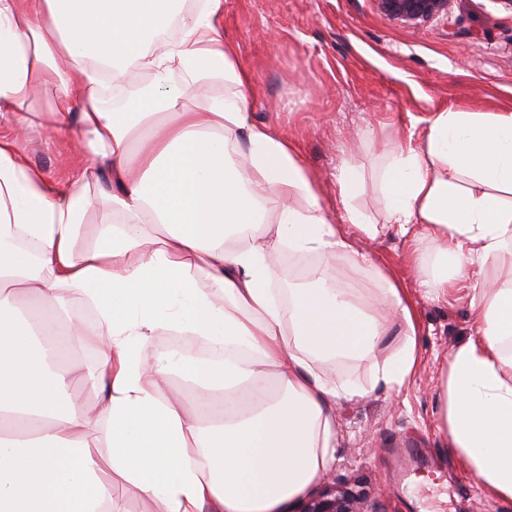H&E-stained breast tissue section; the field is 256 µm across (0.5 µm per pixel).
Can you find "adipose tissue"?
Here are the masks:
<instances>
[{"mask_svg": "<svg viewBox=\"0 0 512 512\" xmlns=\"http://www.w3.org/2000/svg\"><path fill=\"white\" fill-rule=\"evenodd\" d=\"M223 10L224 0H202L171 42L162 34L181 0H0V117L60 84L49 126L60 134L78 122L94 158L57 185L0 140V512H121L119 485L144 512H292L335 461L337 405L367 394L325 380L317 363L374 354L394 318L407 340L374 363V380L398 390L415 372L403 285L385 279L371 296L332 272L336 253L368 260L344 227L377 235L356 204L370 186L343 165V214L329 218L296 146L252 123V77L216 25ZM61 59L77 82L63 80ZM134 66L160 83L178 71L192 87L224 81L236 93L193 107L185 91L148 87L108 110L101 73L117 82ZM235 131L244 142H229ZM232 151L243 165L229 163ZM372 187L393 233L417 245L424 294L471 292L478 323L442 371L438 429L477 482L512 504V111L430 113L387 152ZM96 194L122 221L101 224L80 255ZM263 195L280 203L272 229ZM282 247L322 261L283 303L266 261ZM25 288L36 308L17 305ZM66 290L96 305L95 327L65 310ZM172 327L223 346V359L149 355L150 337ZM86 345L97 368L83 377L64 362ZM176 371L196 388L193 406L166 394ZM78 382L94 405L70 399Z\"/></svg>", "mask_w": 512, "mask_h": 512, "instance_id": "ef3b65f1", "label": "adipose tissue"}]
</instances>
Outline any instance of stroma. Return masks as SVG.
<instances>
[{"mask_svg":"<svg viewBox=\"0 0 512 512\" xmlns=\"http://www.w3.org/2000/svg\"><path fill=\"white\" fill-rule=\"evenodd\" d=\"M222 30L253 78V123L297 146L336 216L342 164L375 181L385 165L383 145L402 140L412 118L449 108L512 111V11L496 0H449L447 14L417 27L388 19L374 0H224ZM56 102L55 87L39 90L21 115L0 119V139L61 182L79 160L81 136L58 138L46 128ZM23 116L31 125L20 137ZM355 245L369 262L336 254L337 277L369 293L382 288L383 271L403 283L416 308L418 365L398 391L373 386L367 360L320 366L328 379L369 389L336 409L333 476L365 482L380 512H512L437 428L441 369L473 328L466 291L424 297L414 246L393 233L359 236Z\"/></svg>","mask_w":512,"mask_h":512,"instance_id":"1","label":"stroma"}]
</instances>
